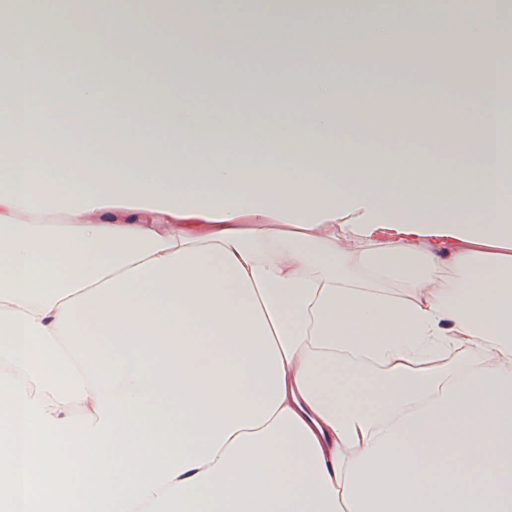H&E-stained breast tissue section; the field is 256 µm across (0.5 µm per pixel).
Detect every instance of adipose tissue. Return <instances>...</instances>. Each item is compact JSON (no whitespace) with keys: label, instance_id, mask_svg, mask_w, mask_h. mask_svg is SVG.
<instances>
[{"label":"adipose tissue","instance_id":"ef3b65f1","mask_svg":"<svg viewBox=\"0 0 512 512\" xmlns=\"http://www.w3.org/2000/svg\"><path fill=\"white\" fill-rule=\"evenodd\" d=\"M267 2L0 17V512H512V138L472 78L512 27L496 0L454 15L450 115L338 112L355 95L312 58L441 81L432 13ZM162 27L149 74L233 111H101ZM63 33L104 43L106 81L45 63ZM254 38L249 74H211ZM39 85L79 111L37 118Z\"/></svg>","mask_w":512,"mask_h":512}]
</instances>
